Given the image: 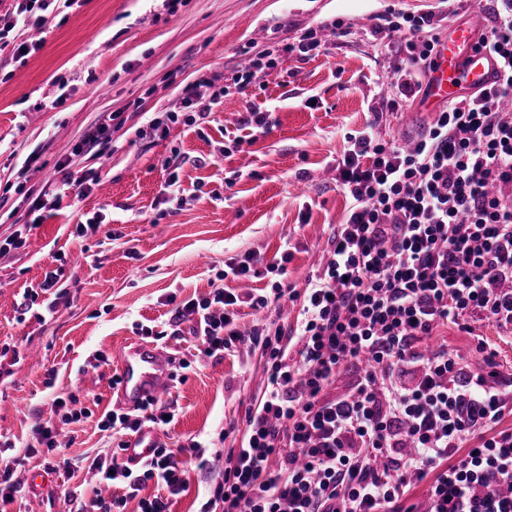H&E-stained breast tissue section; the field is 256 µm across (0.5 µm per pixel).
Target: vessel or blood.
Here are the masks:
<instances>
[{"instance_id":"vessel-or-blood-1","label":"vessel or blood","mask_w":512,"mask_h":512,"mask_svg":"<svg viewBox=\"0 0 512 512\" xmlns=\"http://www.w3.org/2000/svg\"><path fill=\"white\" fill-rule=\"evenodd\" d=\"M477 31L469 24L455 26L443 37L434 53L426 84V105L439 110L448 99L467 96L491 85L498 75L495 56L477 47ZM171 356L153 342L133 340L119 351L114 387L119 404L136 410L150 400L163 399L171 387ZM155 445L151 430H141L128 440L126 459L139 465Z\"/></svg>"}]
</instances>
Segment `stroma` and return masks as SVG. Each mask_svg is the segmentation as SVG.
<instances>
[{
  "mask_svg": "<svg viewBox=\"0 0 512 512\" xmlns=\"http://www.w3.org/2000/svg\"><path fill=\"white\" fill-rule=\"evenodd\" d=\"M490 8V0H74L38 30L41 49L21 59L0 53V241L19 230L25 239L0 254V443L14 445L20 486L0 512H69V493L92 496L90 464L120 440L101 424L117 407L113 360L146 326L163 332V346L180 359L166 397L176 418L157 438L174 449L197 441L206 459L189 467L188 488L170 510L199 512L227 450L241 445L245 413L266 384V357L246 343L216 360L201 354L197 337L167 335L169 297L221 287L266 295L278 281L304 290L348 206L336 181L347 137L370 128L410 143L432 119L396 85L403 55L385 16L429 12L446 34L455 22L487 24ZM337 21L345 32L325 52H282L275 69L208 122L165 137L149 129L154 115L183 111L184 84L232 85L259 51ZM252 107L271 112L269 132L254 138L240 122ZM115 112L121 120L109 139L81 152ZM173 156L181 161L177 196L165 187ZM65 170L99 172L101 183L58 196ZM283 254L285 277L266 272ZM249 255L260 277L224 278L225 261ZM50 268L67 298L52 313V294L28 295ZM300 309L286 299L261 311L244 305L238 323L290 327ZM481 338L494 358L476 353ZM432 341L461 354L469 371L512 377V330L488 320L469 333L451 324ZM98 354L107 365L95 366ZM56 398L75 422L62 424ZM38 422L61 429L60 452L37 444ZM60 456L69 467L50 470ZM35 471L48 474V485L30 484Z\"/></svg>",
  "mask_w": 512,
  "mask_h": 512,
  "instance_id": "obj_1",
  "label": "stroma"
}]
</instances>
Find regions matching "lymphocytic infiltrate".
I'll return each mask as SVG.
<instances>
[{"instance_id": "1", "label": "lymphocytic infiltrate", "mask_w": 512, "mask_h": 512, "mask_svg": "<svg viewBox=\"0 0 512 512\" xmlns=\"http://www.w3.org/2000/svg\"><path fill=\"white\" fill-rule=\"evenodd\" d=\"M52 2L19 0L15 15L0 18V51H37L39 41L5 39L19 24L42 27ZM386 21L403 41L405 87L422 88L439 41L433 15L393 12ZM479 44L497 55L499 83L446 102L412 145L366 129L348 136L336 169L349 208L304 291L215 288L173 308L172 326L190 322L205 356L220 359L246 340L236 326L241 303H302L294 327L254 340L267 358L266 386L200 512H414L405 496L424 480L427 512H512V429L498 427L512 413V384L467 371L447 348L420 347L450 323L512 326V195L500 190L512 184V0L493 7ZM229 93L187 83L185 113L148 126L164 136L194 126ZM348 365L359 370L354 386L328 396ZM174 413L151 401L135 414L107 412L103 427L135 433ZM91 467L125 494L94 496L78 512H125L133 498L139 512H170L187 489L184 461L162 442L139 469L115 454ZM150 480L167 496L141 497Z\"/></svg>"}]
</instances>
